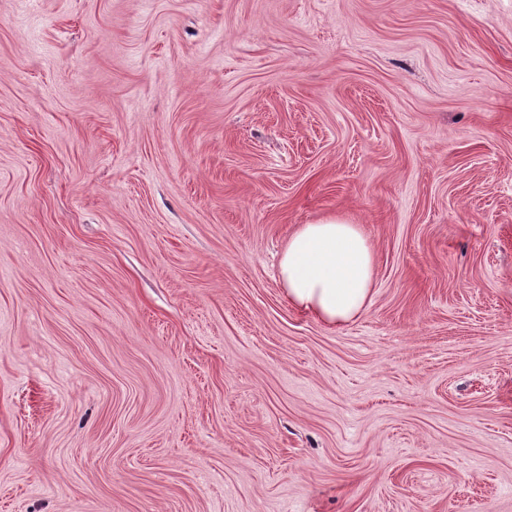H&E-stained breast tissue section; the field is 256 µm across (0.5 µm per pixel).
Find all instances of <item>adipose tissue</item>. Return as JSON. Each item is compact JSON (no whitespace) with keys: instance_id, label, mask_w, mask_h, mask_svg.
Here are the masks:
<instances>
[{"instance_id":"1","label":"adipose tissue","mask_w":512,"mask_h":512,"mask_svg":"<svg viewBox=\"0 0 512 512\" xmlns=\"http://www.w3.org/2000/svg\"><path fill=\"white\" fill-rule=\"evenodd\" d=\"M375 252L363 225L339 217L300 224L286 239L278 280L294 308L338 329L371 301Z\"/></svg>"}]
</instances>
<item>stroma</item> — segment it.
<instances>
[{
    "mask_svg": "<svg viewBox=\"0 0 512 512\" xmlns=\"http://www.w3.org/2000/svg\"><path fill=\"white\" fill-rule=\"evenodd\" d=\"M0 512H512V0H0ZM375 252L364 226L339 217L299 224L288 235L278 280L294 308L338 329L371 301Z\"/></svg>",
    "mask_w": 512,
    "mask_h": 512,
    "instance_id": "stroma-1",
    "label": "stroma"
}]
</instances>
